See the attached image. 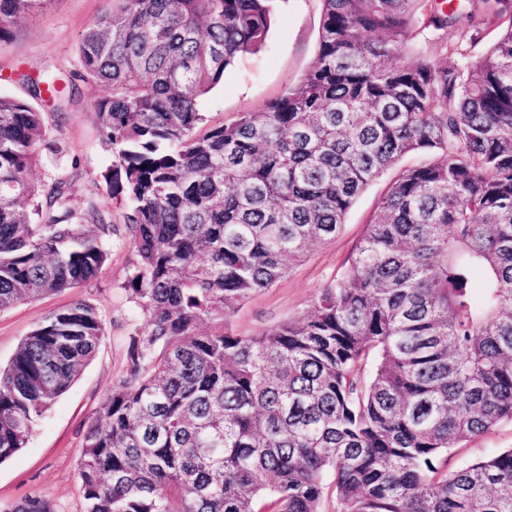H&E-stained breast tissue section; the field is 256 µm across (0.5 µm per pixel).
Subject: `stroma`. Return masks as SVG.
I'll return each mask as SVG.
<instances>
[{"label": "stroma", "mask_w": 512, "mask_h": 512, "mask_svg": "<svg viewBox=\"0 0 512 512\" xmlns=\"http://www.w3.org/2000/svg\"><path fill=\"white\" fill-rule=\"evenodd\" d=\"M108 0H51L40 14L17 28L12 41L0 43V96L31 102L45 119L46 139L39 147L33 180L63 173L75 180L71 205L76 211L96 205L110 213L115 232L109 258L97 279L87 285L28 301L0 312V368L6 367L21 342L52 310L83 300L104 321L96 355L72 387L61 395L36 426L26 448L0 463V504L40 497L55 512H84L76 476L82 430L112 385L123 374L130 338L144 327L141 312L125 289L136 260L125 233V204L112 199L102 178L112 164V147L95 123L94 106L104 87L79 78L77 44L82 31ZM320 0H288L273 21L262 50L238 61L201 103L211 123H226L241 112H259L312 64L318 47ZM52 71L66 83L62 99L33 98L21 75ZM61 145L68 165L57 168L50 145ZM393 179L384 174L371 182L351 207L336 237L313 249L272 288L241 304L231 318L234 332L256 335L298 316L320 290L342 275L369 223L377 201ZM512 448V421L464 442L448 456L449 468L493 450Z\"/></svg>", "instance_id": "obj_1"}]
</instances>
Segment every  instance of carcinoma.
Masks as SVG:
<instances>
[{
    "label": "carcinoma",
    "mask_w": 512,
    "mask_h": 512,
    "mask_svg": "<svg viewBox=\"0 0 512 512\" xmlns=\"http://www.w3.org/2000/svg\"><path fill=\"white\" fill-rule=\"evenodd\" d=\"M51 0H0V42ZM287 0H112L80 78L127 204V290L145 321L82 432L84 512H512V448L447 469L512 420V0H320L303 77L261 112L200 105L259 52ZM458 42L410 59L418 26ZM504 27L474 66L462 46ZM43 113L0 97V310L92 282L110 215L35 183ZM409 154L344 273L257 336L231 314L336 237ZM104 336L49 312L0 368V463L26 447ZM13 512H53L29 498Z\"/></svg>",
    "instance_id": "1"
}]
</instances>
